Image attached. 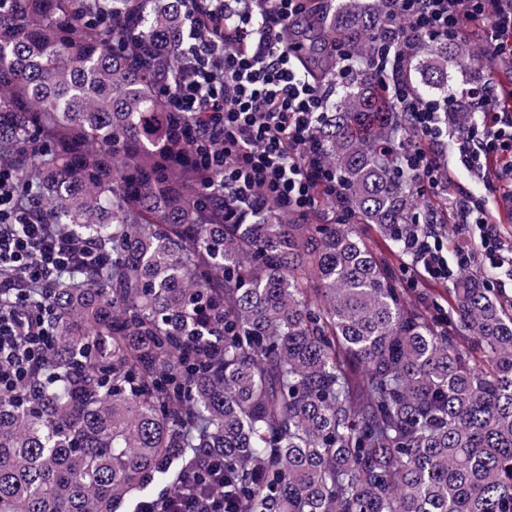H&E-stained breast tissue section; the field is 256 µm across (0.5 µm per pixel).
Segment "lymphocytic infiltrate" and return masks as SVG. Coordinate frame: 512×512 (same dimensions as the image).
I'll return each mask as SVG.
<instances>
[{
    "mask_svg": "<svg viewBox=\"0 0 512 512\" xmlns=\"http://www.w3.org/2000/svg\"><path fill=\"white\" fill-rule=\"evenodd\" d=\"M386 22L374 66L391 81L392 97L408 136L399 142L402 169L418 193L445 195L457 224L474 234V245L443 253L436 212L405 244L410 264L424 278L448 283L472 265L499 273L498 291L512 281L506 249L491 214L472 192H449L441 159L457 161L487 177L491 161L512 154V112L497 108V87L486 82L465 98L480 120L465 134L442 125V103L407 81L420 38H458L475 23L487 55L512 59V0H386ZM307 12L306 0H184V32L176 74L161 90L172 111L191 117L189 144L204 171L221 172L205 182L221 194L225 212L241 217L272 203L283 210L322 215L342 205L335 174L319 159L313 130L325 115L332 84L302 73L283 42L287 24ZM18 183L0 165V395H15L40 377L41 362L57 336L45 300L66 274L97 269L105 253L88 238L53 236L39 211L16 203ZM138 512H224L219 480L201 474L171 499L142 502Z\"/></svg>",
    "mask_w": 512,
    "mask_h": 512,
    "instance_id": "lymphocytic-infiltrate-1",
    "label": "lymphocytic infiltrate"
}]
</instances>
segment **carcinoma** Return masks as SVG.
I'll return each mask as SVG.
<instances>
[{"instance_id": "1", "label": "carcinoma", "mask_w": 512, "mask_h": 512, "mask_svg": "<svg viewBox=\"0 0 512 512\" xmlns=\"http://www.w3.org/2000/svg\"><path fill=\"white\" fill-rule=\"evenodd\" d=\"M116 6L100 23L96 0H0V163L21 206L109 256L48 300L54 383L0 398V512H118L202 467L224 512H512V307L465 270L442 320L357 227L402 253L415 224L379 76L337 82L314 129L356 223L274 206L226 222L159 90L182 0ZM384 22V0H336L300 59L334 76L324 47L368 61ZM415 54L414 88L466 129L482 46Z\"/></svg>"}]
</instances>
